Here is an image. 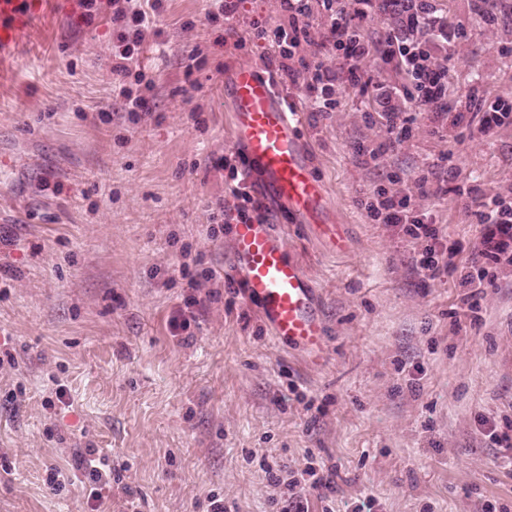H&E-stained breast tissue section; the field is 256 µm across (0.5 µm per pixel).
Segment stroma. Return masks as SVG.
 I'll use <instances>...</instances> for the list:
<instances>
[{
  "mask_svg": "<svg viewBox=\"0 0 512 512\" xmlns=\"http://www.w3.org/2000/svg\"><path fill=\"white\" fill-rule=\"evenodd\" d=\"M164 0L130 67L147 113L132 123L112 82V10L80 4L40 16L0 55V512H87L80 485L55 491L54 467L99 449L120 479L110 512H282L260 458L285 478L307 465L331 478L310 512H512V272L476 259L480 226L466 190L512 193V123L481 133L484 112L512 101V0H430L461 40L405 30L396 14L365 35L412 38L450 58L462 126L433 119L404 91L398 63L365 65L375 86L340 80L337 107H305L303 134L345 239L274 219L319 295L323 359L277 342L229 280L238 221L231 85L238 65L264 68L256 29L290 27L277 0ZM413 114L407 138L372 158L387 108ZM449 241L457 269L430 280L422 243L373 221L364 203L413 189ZM495 288L462 287L472 262ZM196 277L197 288L187 286ZM196 321L172 332L189 298ZM64 389L57 399L56 389Z\"/></svg>",
  "mask_w": 512,
  "mask_h": 512,
  "instance_id": "1",
  "label": "stroma"
}]
</instances>
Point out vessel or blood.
Here are the masks:
<instances>
[{
    "instance_id": "obj_1",
    "label": "vessel or blood",
    "mask_w": 512,
    "mask_h": 512,
    "mask_svg": "<svg viewBox=\"0 0 512 512\" xmlns=\"http://www.w3.org/2000/svg\"><path fill=\"white\" fill-rule=\"evenodd\" d=\"M70 0H0V50L14 46L32 17ZM233 147L245 161L242 177L268 209L287 211L295 223L313 225L332 247L343 248L332 204L311 167L299 115L288 108L269 75L250 65L233 75ZM232 270L247 301L257 303L275 338L322 356L326 330L311 281L290 256L283 236L265 220L231 225Z\"/></svg>"
}]
</instances>
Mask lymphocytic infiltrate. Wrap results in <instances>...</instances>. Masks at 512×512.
Segmentation results:
<instances>
[{"mask_svg": "<svg viewBox=\"0 0 512 512\" xmlns=\"http://www.w3.org/2000/svg\"><path fill=\"white\" fill-rule=\"evenodd\" d=\"M359 9H349L346 0H335L330 15V23L321 30L318 39H311L307 27L297 26V19L309 13V0H279L280 7L294 19L290 29L278 28L270 32L259 31L260 39L276 46L280 62L278 69L291 83H303L310 92V107L316 112L335 111L334 98L336 83L340 78L354 81L365 75L364 64L372 56H380L383 61L399 59L404 76L419 103L433 115L452 112V101L448 96V66L438 62L431 53L418 42L397 41L385 38L376 43L362 33V21L368 11L381 12L389 6H397L399 12L407 16L410 28L418 29L431 22L428 9L417 6L414 0H361ZM163 9L162 0H150L148 6L134 4L133 0H123L112 10V23L118 29L114 67L116 75L129 77V63L135 50L144 43L151 31L154 18ZM313 40L316 53L330 52L335 66H326L315 61L309 75L303 76L294 70L289 61L292 50L301 42ZM435 191L427 179L417 182L415 192H399L393 196L370 204L369 210L375 221L394 229L403 239L424 242L425 247L416 266L425 276L435 279L450 273L456 254L454 247L448 246L437 225L428 222L417 204L418 199L434 196ZM477 212L482 233L477 244L479 256L492 259L495 263L512 266V200L496 196L479 200Z\"/></svg>", "mask_w": 512, "mask_h": 512, "instance_id": "lymphocytic-infiltrate-1", "label": "lymphocytic infiltrate"}]
</instances>
